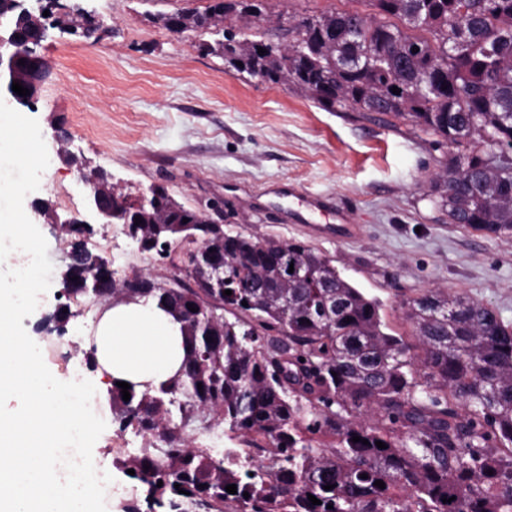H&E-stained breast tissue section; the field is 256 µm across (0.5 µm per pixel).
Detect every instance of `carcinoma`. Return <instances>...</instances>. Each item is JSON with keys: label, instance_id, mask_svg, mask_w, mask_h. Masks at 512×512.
Wrapping results in <instances>:
<instances>
[{"label": "carcinoma", "instance_id": "cac0c4a2", "mask_svg": "<svg viewBox=\"0 0 512 512\" xmlns=\"http://www.w3.org/2000/svg\"><path fill=\"white\" fill-rule=\"evenodd\" d=\"M359 2L303 16L286 34L280 17L244 0L159 19L171 33L208 31L215 39L199 49L228 70L293 85L328 112L411 118L447 147L429 192L448 223L512 237V0ZM150 200L115 222L163 260L162 242L185 243L188 264L165 287H114L110 263L79 242L91 225L60 227L74 241L68 296L156 297L189 339L178 382L127 401L109 391L120 430L154 439L118 460L147 484L149 508L512 512V326L494 308L430 290L405 302L411 337L393 334L380 303L327 255L299 241L211 236L208 218L164 188ZM196 410L246 449L195 446L183 428Z\"/></svg>", "mask_w": 512, "mask_h": 512}]
</instances>
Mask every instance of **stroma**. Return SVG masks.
I'll return each instance as SVG.
<instances>
[{
    "instance_id": "35a3bbf8",
    "label": "stroma",
    "mask_w": 512,
    "mask_h": 512,
    "mask_svg": "<svg viewBox=\"0 0 512 512\" xmlns=\"http://www.w3.org/2000/svg\"><path fill=\"white\" fill-rule=\"evenodd\" d=\"M46 19L38 53L49 68L25 116L37 119L50 163L25 205L43 200L57 213L86 214V178L105 173L132 199L162 187L185 207L222 221L225 232L253 239L305 241L333 259L340 273L381 304V316L407 335L401 304L432 288L466 294L512 324V238H490L450 224L427 191L443 157L433 136L410 119L377 112H328L303 92L226 71L221 56L199 50L196 32L174 37L156 16L182 0H60ZM292 24L306 15L352 9V0H263ZM80 8L100 23L90 37L65 21ZM62 140H55V132ZM292 183L352 209L358 239L306 238L282 210L266 205L262 188ZM40 232L53 264L43 305L25 320L43 345L45 364L61 381L73 366L96 388L97 408L109 411V383L85 367L81 346L100 303L93 295L72 304L64 334L47 318L61 302L70 258L59 254L58 225ZM118 277L144 274L170 282L169 262L139 252L122 225H95L88 240ZM184 434L219 452L233 447L223 422L194 414ZM115 419L93 447L97 468L113 478L109 512L143 502L147 487L116 460L148 447Z\"/></svg>"
}]
</instances>
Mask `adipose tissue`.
Here are the masks:
<instances>
[{"mask_svg": "<svg viewBox=\"0 0 512 512\" xmlns=\"http://www.w3.org/2000/svg\"><path fill=\"white\" fill-rule=\"evenodd\" d=\"M83 345L93 353L101 377L129 383L140 394L181 379L187 355L180 323L155 299L103 304Z\"/></svg>", "mask_w": 512, "mask_h": 512, "instance_id": "obj_1", "label": "adipose tissue"}]
</instances>
